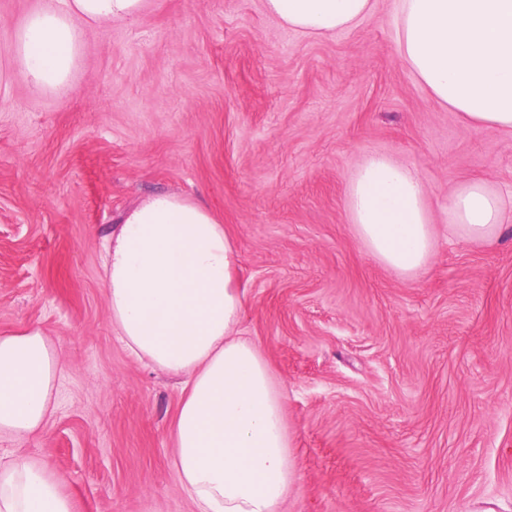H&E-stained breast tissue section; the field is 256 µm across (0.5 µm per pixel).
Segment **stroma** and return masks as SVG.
<instances>
[{
  "mask_svg": "<svg viewBox=\"0 0 512 512\" xmlns=\"http://www.w3.org/2000/svg\"><path fill=\"white\" fill-rule=\"evenodd\" d=\"M51 0H0V332L41 328L64 370L45 427L0 438L73 512H195L174 467L182 381L111 325L105 245L161 192L213 210L239 250L240 328L284 395L285 512H512V235L448 234L455 186L512 195V132L474 129L401 59L399 0L305 36L262 0H152L83 33L69 86L11 66ZM418 170L437 252L402 276L358 241L348 179Z\"/></svg>",
  "mask_w": 512,
  "mask_h": 512,
  "instance_id": "obj_1",
  "label": "stroma"
}]
</instances>
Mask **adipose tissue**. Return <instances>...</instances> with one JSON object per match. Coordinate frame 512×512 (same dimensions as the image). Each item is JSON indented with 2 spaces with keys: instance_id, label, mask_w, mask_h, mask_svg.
<instances>
[{
  "instance_id": "obj_1",
  "label": "adipose tissue",
  "mask_w": 512,
  "mask_h": 512,
  "mask_svg": "<svg viewBox=\"0 0 512 512\" xmlns=\"http://www.w3.org/2000/svg\"><path fill=\"white\" fill-rule=\"evenodd\" d=\"M403 62L468 126L512 131V0H399ZM307 36L354 28L372 0H263ZM150 0H62L28 17L13 67L43 91L67 86L84 27L141 15ZM345 206L361 243L400 275L424 268L436 246L419 172L368 157L347 183ZM512 203L467 180L448 202L450 235L500 237ZM237 248L214 213L189 198L155 195L130 209L104 261L112 328L126 350L182 377L173 423L174 466L197 512H280L295 474L286 451L282 394L258 347L238 335L245 296ZM63 370L37 327L0 334V436L43 427ZM0 512H73L57 481L35 463L0 457Z\"/></svg>"
}]
</instances>
